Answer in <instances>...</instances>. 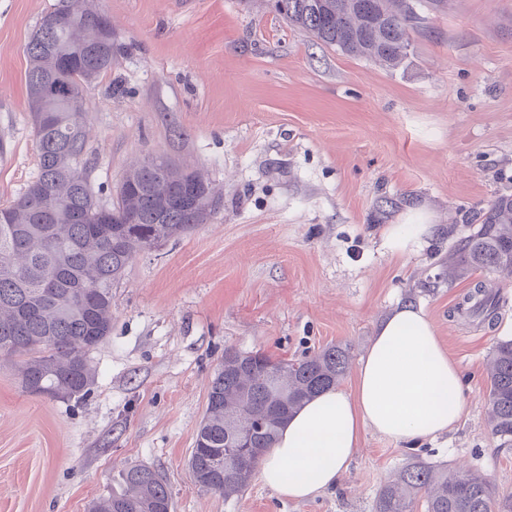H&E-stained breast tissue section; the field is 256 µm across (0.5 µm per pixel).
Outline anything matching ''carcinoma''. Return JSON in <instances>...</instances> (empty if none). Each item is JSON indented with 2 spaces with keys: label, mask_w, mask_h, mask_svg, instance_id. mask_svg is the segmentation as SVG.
<instances>
[{
  "label": "carcinoma",
  "mask_w": 512,
  "mask_h": 512,
  "mask_svg": "<svg viewBox=\"0 0 512 512\" xmlns=\"http://www.w3.org/2000/svg\"><path fill=\"white\" fill-rule=\"evenodd\" d=\"M288 24L356 57L395 67L407 58L410 30L421 20L410 0H275ZM85 19L78 38L90 44L109 18L93 0H54L41 16L70 13ZM26 82L59 66L61 77L88 87L81 75L91 66L82 54L66 61L26 44ZM45 108L53 119L32 121L38 174L14 201L0 205V355L17 360L21 386L57 398L82 393L95 379L89 353L112 333V287L133 258L178 237L210 214L184 201L181 168L133 164L124 174L131 188L106 207L87 178L85 113ZM480 225L467 236L452 272L489 270L512 277V196H498L479 213ZM350 347L329 345L301 359L273 361L260 353L230 349L211 379L207 406L189 459L193 484L239 496L253 473L243 474L226 451L243 438L258 452L255 464L277 441L288 417L305 401L337 386L349 368ZM489 424L512 437V340L497 343L488 375ZM512 512V500L470 471L438 469L414 462L380 492L375 512ZM172 494L148 466L123 469L120 490L93 503L88 512H171Z\"/></svg>",
  "instance_id": "1"
}]
</instances>
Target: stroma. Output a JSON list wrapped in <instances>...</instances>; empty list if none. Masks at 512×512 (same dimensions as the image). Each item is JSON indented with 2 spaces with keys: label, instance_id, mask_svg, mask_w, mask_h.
Here are the masks:
<instances>
[{
  "label": "stroma",
  "instance_id": "stroma-1",
  "mask_svg": "<svg viewBox=\"0 0 512 512\" xmlns=\"http://www.w3.org/2000/svg\"><path fill=\"white\" fill-rule=\"evenodd\" d=\"M53 0H0V205L38 172L24 47ZM112 69L86 96V159L111 203L150 154L199 171L207 223L137 255L112 289V334L85 394L27 393L0 363V512H86L146 465L172 512H374L422 461L482 474L512 496V439L487 420L486 365L512 339V282L449 276L448 256L494 197L512 195V0H421L423 24L390 69L306 37L273 0H96ZM425 206L434 232L403 255L384 232ZM491 326L452 312L476 285ZM423 306L465 377L457 427L419 445L367 434L313 499L252 481L234 500L195 486L188 461L227 349L298 359L331 345L360 359L377 319Z\"/></svg>",
  "mask_w": 512,
  "mask_h": 512
}]
</instances>
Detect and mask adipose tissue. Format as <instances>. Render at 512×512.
<instances>
[{"mask_svg":"<svg viewBox=\"0 0 512 512\" xmlns=\"http://www.w3.org/2000/svg\"><path fill=\"white\" fill-rule=\"evenodd\" d=\"M465 406L463 376L422 307L400 305L376 325L350 387H332L282 426L259 480L302 500L336 485L366 432L416 443L451 431Z\"/></svg>","mask_w":512,"mask_h":512,"instance_id":"1","label":"adipose tissue"}]
</instances>
